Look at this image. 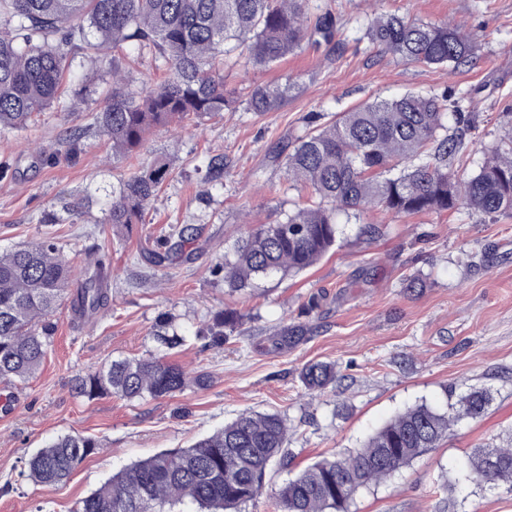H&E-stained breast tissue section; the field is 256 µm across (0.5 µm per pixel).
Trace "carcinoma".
<instances>
[{"label": "carcinoma", "instance_id": "cac0c4a2", "mask_svg": "<svg viewBox=\"0 0 512 512\" xmlns=\"http://www.w3.org/2000/svg\"><path fill=\"white\" fill-rule=\"evenodd\" d=\"M309 0H0V131L24 128L32 116L66 106V81L77 55L92 63L112 59L107 101L96 117L112 143V157L139 153L146 135L184 119L201 120L236 107L224 90L220 57L239 52L267 68L305 45L331 42L337 20L309 16ZM385 52L425 66L456 68L472 61L475 45L450 21L423 22L387 14L366 29ZM133 48L169 67L150 88L134 90L116 55ZM289 84L256 85L247 94L251 112H272L288 101ZM454 120L448 130V120ZM471 122L447 94L408 92L374 99L312 128L281 157L289 182L311 191V204L277 224L248 225L214 273L241 290L261 277L299 274L341 246L338 215L368 211L390 215L467 208L489 218L512 217V132L488 150L475 173L459 178L454 167L466 151ZM171 175L161 157L112 186L107 223L140 224L147 206ZM224 178V156L211 157L202 183ZM179 241L150 262L160 265L192 239L194 228H176ZM95 267L71 301L73 313L92 316L112 307L104 284V260L87 254ZM73 276L68 258L50 241L0 252V379L24 382L40 368L51 345L53 313ZM240 322L233 310L213 316L195 337L222 346ZM303 325H286L268 337L286 352L306 339ZM155 340L169 351L187 337L166 331ZM299 378L310 394L336 383V366L312 362ZM161 357L113 359L79 377L82 396L113 395L134 401L171 397L185 388L207 386ZM483 391L459 399L463 413L478 416L489 404ZM460 414L426 404L409 407L369 434L357 448L320 458L286 479L276 492L279 512H347L363 490L391 477L448 438ZM290 427L277 413L244 412L187 448L160 452L112 474L79 501L76 512H237L265 487L269 467L292 464ZM101 442L82 434L61 435L24 463L41 484L66 481ZM478 486L512 492V435L503 445L476 448L466 465Z\"/></svg>", "mask_w": 512, "mask_h": 512}]
</instances>
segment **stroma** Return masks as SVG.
<instances>
[{
  "label": "stroma",
  "mask_w": 512,
  "mask_h": 512,
  "mask_svg": "<svg viewBox=\"0 0 512 512\" xmlns=\"http://www.w3.org/2000/svg\"><path fill=\"white\" fill-rule=\"evenodd\" d=\"M327 11L339 20L334 45L304 47L270 68L252 67L235 52L225 56L224 87L237 98L258 84L292 85L277 111L240 106L154 130L132 160L113 158L94 122L95 101L0 132V162L18 168L16 178L0 179V250L49 240L79 268L85 250L99 245L112 274L111 309L86 321L60 305L38 372L25 382L0 381V396L13 397L0 406V512H75L112 473L188 447L245 411L287 417L295 428L288 447L302 461L356 447L410 406L444 410L474 389L492 397L482 415L460 419L438 448L362 491L349 512H512V493L458 479L475 448L512 431V218L464 208L399 217L367 212L347 226L342 247L298 275L233 291L211 273L244 223L274 224L310 201V190L289 183L272 157L312 129L318 115L409 90L448 92L476 125L461 177L512 126V0H311V15ZM390 13L456 21L477 45L473 64L433 68L380 52L365 29ZM72 130L81 138L71 154L62 139ZM217 154L228 163L224 181L198 197L207 161ZM161 155L171 158L173 174L144 223L106 224L113 184ZM254 170L265 188L248 181ZM363 223L377 225L378 234L361 235ZM174 224L193 225V239L182 257L151 265L149 253L163 249ZM413 276L422 288H406ZM227 309L241 322L224 347L195 339L203 322ZM163 318L189 337L174 361L208 373L209 387L133 402L75 395L76 378L109 360L163 356L153 339ZM293 322L311 326L310 338L291 351H271L268 336ZM311 361L335 363L341 383L307 395L299 373ZM64 434L91 435L102 446L66 483L29 480L25 459Z\"/></svg>",
  "instance_id": "obj_1"
}]
</instances>
